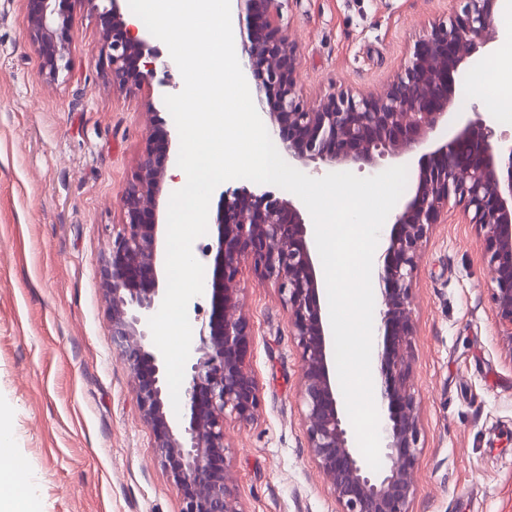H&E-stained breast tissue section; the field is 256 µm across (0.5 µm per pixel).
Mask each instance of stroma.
Returning <instances> with one entry per match:
<instances>
[{
	"instance_id": "stroma-1",
	"label": "stroma",
	"mask_w": 512,
	"mask_h": 512,
	"mask_svg": "<svg viewBox=\"0 0 512 512\" xmlns=\"http://www.w3.org/2000/svg\"><path fill=\"white\" fill-rule=\"evenodd\" d=\"M72 70L51 82L24 0H0V419L7 459L34 475L38 512H180L134 381L112 350L98 270L122 221L121 189L147 133L175 131L164 103L177 66L150 91L113 89L101 30L82 0ZM460 0H284L305 104L382 93L418 41ZM157 118H150L149 106ZM239 298L260 389L253 419L224 424L243 512H337L305 447L300 350L275 286L251 267ZM412 383L420 461L409 512H512V362L496 330L487 268L462 216L433 225L413 278Z\"/></svg>"
}]
</instances>
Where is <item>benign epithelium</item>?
Instances as JSON below:
<instances>
[{
	"label": "benign epithelium",
	"mask_w": 512,
	"mask_h": 512,
	"mask_svg": "<svg viewBox=\"0 0 512 512\" xmlns=\"http://www.w3.org/2000/svg\"><path fill=\"white\" fill-rule=\"evenodd\" d=\"M64 0H25L28 35L52 81L71 69L72 16ZM101 25V50L112 87L151 88L158 56L130 25L122 0H83ZM245 5L246 68L266 75L258 92L273 99L267 113L282 157L293 167L366 166L417 160L412 189L391 218L377 266L376 408L385 465L372 470L354 446L338 400L332 329L323 313L319 260L299 205L247 188L221 195L215 226L212 312L185 368V414L166 410L164 363L152 350L148 318L165 289L161 200L173 188L171 138L150 135L135 175L123 188L122 223L98 273L109 301L112 348L134 378V397L154 433L158 459L180 494V512H242L225 467L224 423H248L260 403L246 364L252 336L239 306V274L253 267L278 288L301 354L299 398L306 448L331 487L340 512H409L419 466V405L408 347L414 334L412 283L424 239L448 212L462 209L475 228L489 272L501 348L512 362V145L495 139L491 121L456 105L461 75L497 40L495 0H461L462 13L438 24L383 93L332 95L306 105L296 91L299 59L281 28L284 0Z\"/></svg>",
	"instance_id": "1"
}]
</instances>
